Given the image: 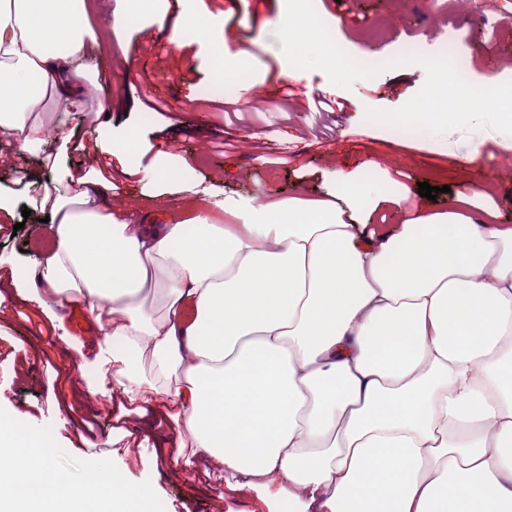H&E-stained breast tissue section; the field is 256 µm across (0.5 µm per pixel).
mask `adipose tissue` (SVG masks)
I'll use <instances>...</instances> for the list:
<instances>
[{
	"mask_svg": "<svg viewBox=\"0 0 512 512\" xmlns=\"http://www.w3.org/2000/svg\"><path fill=\"white\" fill-rule=\"evenodd\" d=\"M96 45L86 0H0V140L29 151L85 112ZM65 178L72 195L37 204L56 241L38 276L12 268L0 288L88 310L104 372L184 423L175 458L278 484L289 512H512V228L451 211L378 234L351 220L374 208L352 180L337 202L137 224L109 179ZM156 286L159 320L137 302ZM38 445L0 422V512H151L116 475L70 490Z\"/></svg>",
	"mask_w": 512,
	"mask_h": 512,
	"instance_id": "adipose-tissue-1",
	"label": "adipose tissue"
}]
</instances>
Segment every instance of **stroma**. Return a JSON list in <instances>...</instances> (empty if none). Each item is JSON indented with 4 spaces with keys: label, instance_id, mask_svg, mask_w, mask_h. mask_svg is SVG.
I'll return each mask as SVG.
<instances>
[{
    "label": "stroma",
    "instance_id": "obj_1",
    "mask_svg": "<svg viewBox=\"0 0 512 512\" xmlns=\"http://www.w3.org/2000/svg\"><path fill=\"white\" fill-rule=\"evenodd\" d=\"M92 27L103 44L86 66L88 114L62 119L42 145L16 156L0 140V157L12 158L0 196L12 203V220L0 227V262L21 274L37 268L53 246L41 213L23 216L46 184L63 171L100 168L101 145L124 144L135 172L112 174V203L147 224L171 214L193 217L171 182L189 178L201 198L247 202L255 196L308 204L333 199L348 176L377 193L400 197L403 214L383 203L359 214L358 223L383 230L400 216L457 211L490 224L512 226V134L454 130L407 136L367 119L370 108L394 110L423 85L417 64L385 70L355 84L332 85L319 70L289 65L275 31L285 0H162L157 12L129 24L127 0H89ZM315 10L346 52L364 63L387 58L400 45L426 40L447 25L468 40L457 57L469 81L488 76L512 81V37L498 47L481 37L489 22L512 30V0H314ZM185 18L173 32L176 18ZM223 83L227 94L211 93ZM287 85L289 98L278 85ZM345 104L340 112H312V93ZM66 152H59L61 138ZM477 164H470L472 153ZM57 155V168L45 160ZM441 187L436 200L421 197L420 183ZM55 321L36 312L17 292L0 299V416L25 427L44 445L49 462L79 484L104 469L147 488L152 512H288L284 502L262 503L255 491L229 492L230 473L197 476L184 462L166 460L159 438L177 440L182 423L164 408L140 422L141 403L122 395L116 379H102L96 362L98 331L82 308L55 309Z\"/></svg>",
    "mask_w": 512,
    "mask_h": 512
}]
</instances>
